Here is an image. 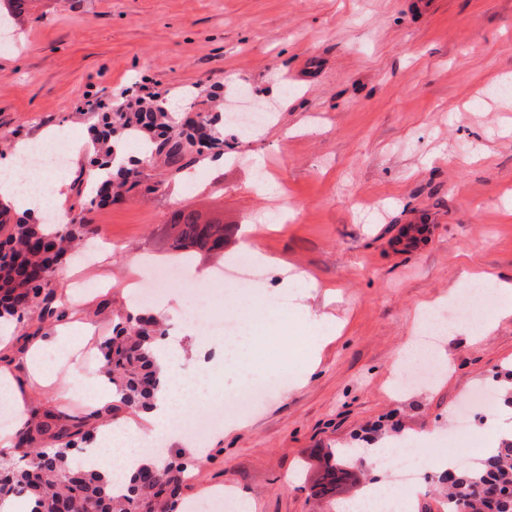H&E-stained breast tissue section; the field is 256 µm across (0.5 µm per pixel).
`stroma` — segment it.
<instances>
[{
  "label": "stroma",
  "instance_id": "stroma-1",
  "mask_svg": "<svg viewBox=\"0 0 512 512\" xmlns=\"http://www.w3.org/2000/svg\"><path fill=\"white\" fill-rule=\"evenodd\" d=\"M512 0H39L0 49V137L42 128L93 142L95 113L146 94L186 112L226 113L240 97L272 113L224 125V165L197 161L180 183L159 161L138 164L148 195L94 206L106 255L65 262L94 284L86 349L43 354L57 380L27 390L36 420L98 407L102 343L135 304L126 286L163 261L183 209L244 229L281 261L263 286L229 297L227 319L252 302L288 299V335L266 332L246 379L216 371L212 392L287 385L232 421L205 452L168 447L192 475L175 512L234 490L252 512H332L312 495L327 452L359 439L415 440L427 466L448 450V407L492 371L512 368V318L479 341L448 332L427 389L398 390V351L425 303L465 275L512 277ZM166 328L184 322L191 350L206 336L201 301L171 288ZM36 314L15 322L0 365L27 379Z\"/></svg>",
  "mask_w": 512,
  "mask_h": 512
}]
</instances>
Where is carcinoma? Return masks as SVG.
<instances>
[{
    "instance_id": "carcinoma-1",
    "label": "carcinoma",
    "mask_w": 512,
    "mask_h": 512,
    "mask_svg": "<svg viewBox=\"0 0 512 512\" xmlns=\"http://www.w3.org/2000/svg\"><path fill=\"white\" fill-rule=\"evenodd\" d=\"M28 2L0 0V21L18 24ZM213 124L210 114L195 112L182 119L176 130L169 113L159 105L151 112H105L100 121L105 146L101 157L113 153L116 143L147 132L149 157H160L179 172L195 156H207L224 146ZM77 184L81 186L77 195L90 197L89 204H81L64 224H29L0 203V316L20 320L38 306L39 331L64 317L57 302L59 262L74 242L98 235L99 229L87 216L88 206L120 202L141 181L137 170L126 169L116 183L109 179L89 190L83 188L84 181L79 179ZM172 223L180 225L169 247L176 257L210 253L213 245L227 241L234 232L231 224L204 221L199 214L182 209L173 212ZM163 335L159 322L140 320L102 345L108 382L129 410L149 404L160 391L161 372L155 366L153 346L156 337ZM99 416L97 411L84 416L58 411L51 425L22 427L14 444L19 465L0 466V499H25L32 503L31 512H173L185 472V462L177 456L140 467L122 490L105 483L99 473L75 465L80 444L92 438L90 421ZM431 482L448 484L446 512H512V501L495 497L496 490L512 488V441L501 444L483 465L434 473ZM315 495L336 496V464L326 466Z\"/></svg>"
}]
</instances>
